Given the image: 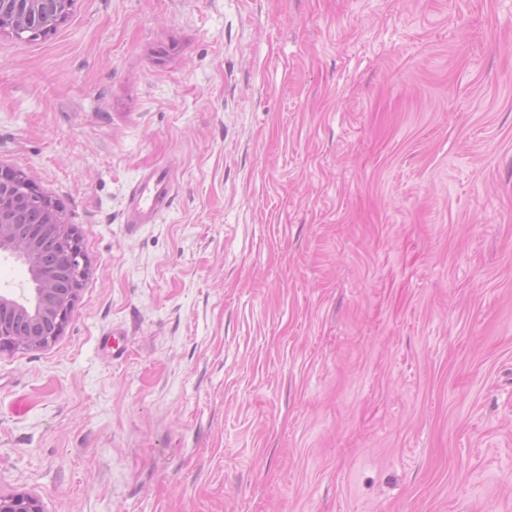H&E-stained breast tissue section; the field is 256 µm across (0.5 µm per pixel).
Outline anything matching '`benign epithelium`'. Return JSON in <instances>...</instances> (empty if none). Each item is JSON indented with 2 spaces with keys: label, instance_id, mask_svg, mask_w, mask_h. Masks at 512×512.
I'll use <instances>...</instances> for the list:
<instances>
[{
  "label": "benign epithelium",
  "instance_id": "1",
  "mask_svg": "<svg viewBox=\"0 0 512 512\" xmlns=\"http://www.w3.org/2000/svg\"><path fill=\"white\" fill-rule=\"evenodd\" d=\"M68 0H0V32L21 38L40 33L44 16L61 20ZM44 203V197L22 172L0 167V254L26 265L32 288L22 301L0 295V351L23 347L40 349L60 336L69 320L84 276L82 253L72 227L58 214L46 224H19L25 204ZM0 512H43L37 497L0 495Z\"/></svg>",
  "mask_w": 512,
  "mask_h": 512
}]
</instances>
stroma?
<instances>
[{
	"label": "stroma",
	"mask_w": 512,
	"mask_h": 512,
	"mask_svg": "<svg viewBox=\"0 0 512 512\" xmlns=\"http://www.w3.org/2000/svg\"><path fill=\"white\" fill-rule=\"evenodd\" d=\"M1 166L87 262L0 351L1 495L512 512V0H75L0 32ZM173 200L171 175L156 169L139 181L131 194L128 224H149L156 214L168 208Z\"/></svg>",
	"instance_id": "35a3bbf8"
}]
</instances>
